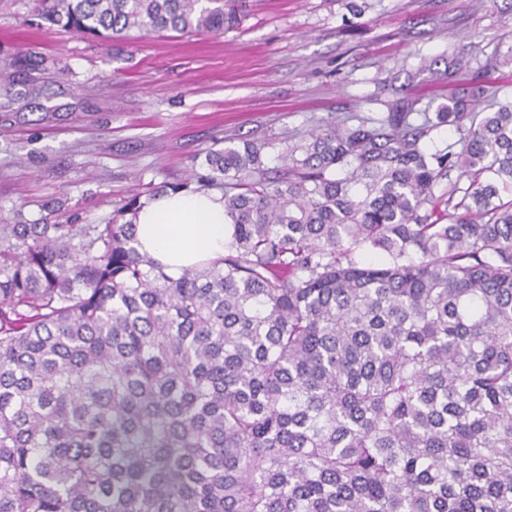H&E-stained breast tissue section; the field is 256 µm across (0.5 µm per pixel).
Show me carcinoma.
<instances>
[{
    "label": "carcinoma",
    "mask_w": 512,
    "mask_h": 512,
    "mask_svg": "<svg viewBox=\"0 0 512 512\" xmlns=\"http://www.w3.org/2000/svg\"><path fill=\"white\" fill-rule=\"evenodd\" d=\"M33 2L119 42L221 33L238 0ZM472 61L432 115L329 124L276 169L229 139L156 188L224 194V257L177 277L138 197L1 223L0 512H512V102Z\"/></svg>",
    "instance_id": "carcinoma-1"
}]
</instances>
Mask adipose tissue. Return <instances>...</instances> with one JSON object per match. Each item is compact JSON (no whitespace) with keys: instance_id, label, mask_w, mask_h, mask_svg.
Listing matches in <instances>:
<instances>
[{"instance_id":"adipose-tissue-1","label":"adipose tissue","mask_w":512,"mask_h":512,"mask_svg":"<svg viewBox=\"0 0 512 512\" xmlns=\"http://www.w3.org/2000/svg\"><path fill=\"white\" fill-rule=\"evenodd\" d=\"M134 222L138 251L174 276L223 257L230 235L224 197L209 190L184 189L145 200Z\"/></svg>"}]
</instances>
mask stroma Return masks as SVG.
Here are the masks:
<instances>
[{
	"label": "stroma",
	"instance_id": "35a3bbf8",
	"mask_svg": "<svg viewBox=\"0 0 512 512\" xmlns=\"http://www.w3.org/2000/svg\"><path fill=\"white\" fill-rule=\"evenodd\" d=\"M0 0V222L101 224L133 195L183 182L220 141L288 142L388 103L448 101L449 55L512 54V0H247L219 35L101 43L37 26ZM42 85L27 97L29 83ZM64 208H48L56 199Z\"/></svg>",
	"mask_w": 512,
	"mask_h": 512
}]
</instances>
